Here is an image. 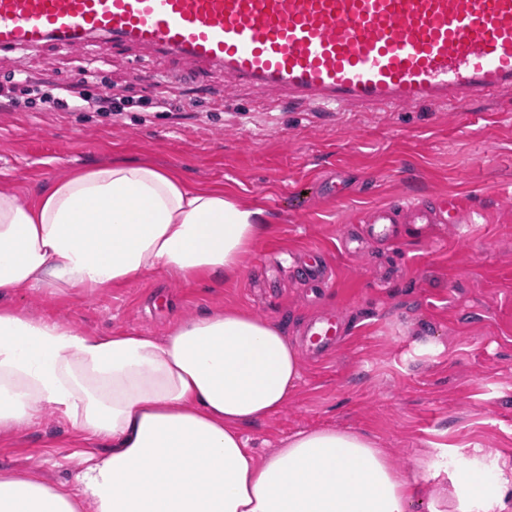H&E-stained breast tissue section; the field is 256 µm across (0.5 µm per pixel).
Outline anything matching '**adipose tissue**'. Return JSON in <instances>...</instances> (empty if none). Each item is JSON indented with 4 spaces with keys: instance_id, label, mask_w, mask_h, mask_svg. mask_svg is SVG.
Masks as SVG:
<instances>
[{
    "instance_id": "1",
    "label": "adipose tissue",
    "mask_w": 512,
    "mask_h": 512,
    "mask_svg": "<svg viewBox=\"0 0 512 512\" xmlns=\"http://www.w3.org/2000/svg\"><path fill=\"white\" fill-rule=\"evenodd\" d=\"M264 215L148 162H107L31 206L0 190V294L235 271ZM295 346L247 312L168 336H89L0 307V432L51 409L99 450L73 485L0 473V512H409L408 479L370 439L301 431L259 457L239 426L287 404Z\"/></svg>"
}]
</instances>
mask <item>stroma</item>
Wrapping results in <instances>:
<instances>
[{"instance_id": "35a3bbf8", "label": "stroma", "mask_w": 512, "mask_h": 512, "mask_svg": "<svg viewBox=\"0 0 512 512\" xmlns=\"http://www.w3.org/2000/svg\"><path fill=\"white\" fill-rule=\"evenodd\" d=\"M18 68L59 84L93 70L90 92L127 100L118 115L0 110V188L21 203L78 168L148 161L222 186L263 210L266 227L218 280L150 273L116 288H24L0 305L89 336L162 337L206 311L252 313L283 330L300 365L287 404L241 429L257 455L300 431H352L415 478L410 512H453L450 476L462 464L512 512V486L495 483L512 473V95L461 112H313L218 75L190 76L162 56L135 64L102 41L89 53L0 52V80ZM160 96L194 110L174 119L152 107ZM322 181L342 184L344 197L322 195ZM433 200L454 204L456 223L402 224L392 241L366 236L373 209ZM311 249L330 272L315 292L297 263ZM330 311L345 333L316 358L305 332ZM97 448L47 409L0 433V470L68 488L77 453Z\"/></svg>"}]
</instances>
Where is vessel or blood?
Masks as SVG:
<instances>
[{"mask_svg":"<svg viewBox=\"0 0 512 512\" xmlns=\"http://www.w3.org/2000/svg\"><path fill=\"white\" fill-rule=\"evenodd\" d=\"M98 39L314 110H457L512 90V0H0V51H82ZM408 213L414 224H444L455 207ZM399 221L397 206L379 207L370 233L394 238ZM338 325L334 312L311 323V350L329 348Z\"/></svg>","mask_w":512,"mask_h":512,"instance_id":"b4317fda","label":"vessel or blood"}]
</instances>
